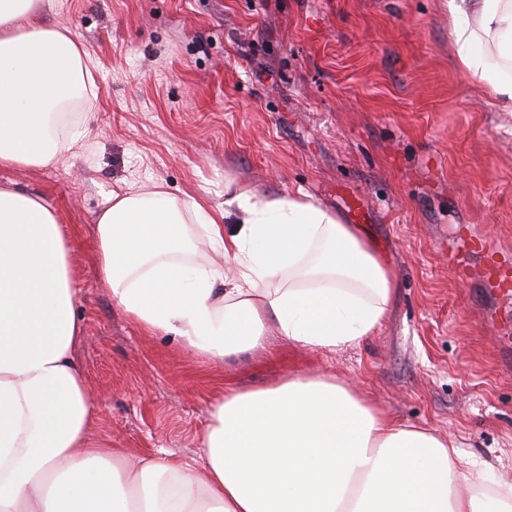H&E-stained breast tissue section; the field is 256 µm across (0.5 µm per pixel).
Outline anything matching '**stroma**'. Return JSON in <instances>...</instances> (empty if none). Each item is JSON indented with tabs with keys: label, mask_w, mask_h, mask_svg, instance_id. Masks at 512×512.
Here are the masks:
<instances>
[{
	"label": "stroma",
	"mask_w": 512,
	"mask_h": 512,
	"mask_svg": "<svg viewBox=\"0 0 512 512\" xmlns=\"http://www.w3.org/2000/svg\"><path fill=\"white\" fill-rule=\"evenodd\" d=\"M443 0H41L98 63L99 108L47 168L0 169L38 193L68 238L95 433L134 456L196 458L225 388L291 374L352 385L403 423L452 436L512 485V376L495 301L448 266L466 224L512 251V115L458 65ZM300 191L360 227L391 274L382 326L303 350L276 331L212 362L134 324L103 288L96 218L134 183L182 199L224 183Z\"/></svg>",
	"instance_id": "35a3bbf8"
}]
</instances>
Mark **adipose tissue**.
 Returning a JSON list of instances; mask_svg holds the SVG:
<instances>
[{"instance_id": "obj_1", "label": "adipose tissue", "mask_w": 512, "mask_h": 512, "mask_svg": "<svg viewBox=\"0 0 512 512\" xmlns=\"http://www.w3.org/2000/svg\"><path fill=\"white\" fill-rule=\"evenodd\" d=\"M39 2L0 0L4 168L57 164L96 107L92 57L42 24ZM444 7L470 83L511 113L512 0ZM72 101L77 111H66ZM189 224L234 278L200 258ZM95 230L103 285L127 316L214 361L263 346L271 326L304 349L355 346L381 326L394 293L358 226L302 192L228 181L215 209L202 194L131 185L109 193ZM75 294L55 209L0 185V512H512V485L487 494L484 469L453 440L325 376L229 389L211 405L199 461L130 459L93 434Z\"/></svg>"}]
</instances>
